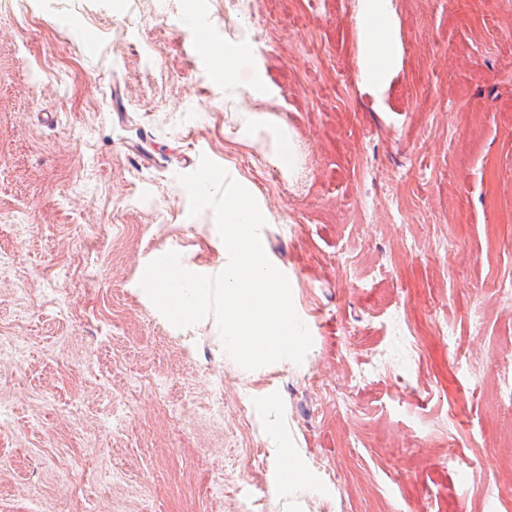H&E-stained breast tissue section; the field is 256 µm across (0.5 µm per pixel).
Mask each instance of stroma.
I'll list each match as a JSON object with an SVG mask.
<instances>
[{
    "label": "stroma",
    "instance_id": "obj_1",
    "mask_svg": "<svg viewBox=\"0 0 512 512\" xmlns=\"http://www.w3.org/2000/svg\"><path fill=\"white\" fill-rule=\"evenodd\" d=\"M391 8L375 86L359 0H0V512H512V0ZM202 30L252 44L303 176L239 135L264 104L225 102ZM205 157L274 219L302 363L244 369L140 285L223 270L178 181ZM276 425L318 493L277 491Z\"/></svg>",
    "mask_w": 512,
    "mask_h": 512
}]
</instances>
